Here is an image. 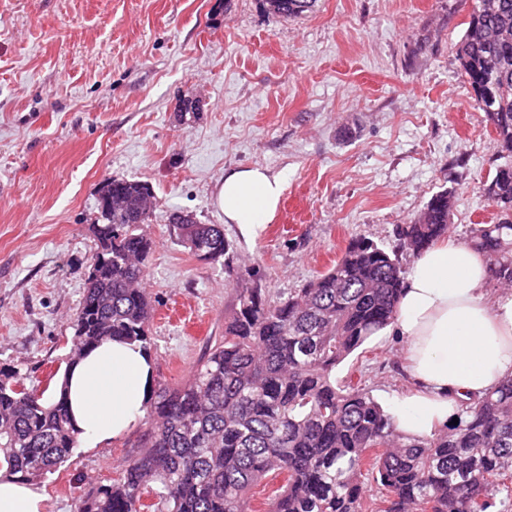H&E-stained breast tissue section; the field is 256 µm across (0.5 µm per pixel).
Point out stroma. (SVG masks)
<instances>
[{"label": "stroma", "instance_id": "stroma-1", "mask_svg": "<svg viewBox=\"0 0 512 512\" xmlns=\"http://www.w3.org/2000/svg\"><path fill=\"white\" fill-rule=\"evenodd\" d=\"M475 3L317 0L283 18L263 0H0V364L54 392L111 177L154 192L143 286L153 379L173 385L223 336L236 287L276 302L352 238L397 250L402 225L444 189L455 197L449 238L494 223L484 187L500 163L496 135L455 61ZM239 167L285 179L254 235L215 205ZM182 211L223 225L235 267L257 278L235 284L193 257L169 224ZM404 350L387 328L357 360L392 414L410 391ZM146 428L76 448L39 481L45 512H73Z\"/></svg>", "mask_w": 512, "mask_h": 512}]
</instances>
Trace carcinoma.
Segmentation results:
<instances>
[{
	"mask_svg": "<svg viewBox=\"0 0 512 512\" xmlns=\"http://www.w3.org/2000/svg\"><path fill=\"white\" fill-rule=\"evenodd\" d=\"M316 2L264 0L288 18ZM455 59L503 159L485 188L498 221L472 225L470 242L491 279L512 288V0H476ZM153 198L145 182L103 185L66 366L105 338L149 347L153 304L141 282L154 247L143 230ZM453 203L447 189L434 194L401 228L399 251L414 256L446 237ZM170 224L191 254L242 277L222 225L182 213ZM402 284L398 251L360 237L286 299L242 289L224 336L184 384L158 385L144 406L148 429L117 477L81 492L74 512H497L512 500V376L481 395L449 394L458 424L429 437L401 432L361 370L336 379L339 365L392 324ZM77 444L65 388L47 398L1 365L0 468L38 479Z\"/></svg>",
	"mask_w": 512,
	"mask_h": 512,
	"instance_id": "cac0c4a2",
	"label": "carcinoma"
}]
</instances>
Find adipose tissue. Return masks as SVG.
Returning <instances> with one entry per match:
<instances>
[{"mask_svg": "<svg viewBox=\"0 0 512 512\" xmlns=\"http://www.w3.org/2000/svg\"><path fill=\"white\" fill-rule=\"evenodd\" d=\"M284 184L260 167L225 171L217 190L225 223L249 230L270 223ZM489 281L485 256L464 241L415 257L392 323L405 341L416 385L396 415L406 433L431 435L456 416L453 395L493 390L512 375V291L490 293ZM152 377L149 350L118 339L69 370V406L83 447H97L137 423ZM45 502L34 483L0 476V512H45Z\"/></svg>", "mask_w": 512, "mask_h": 512, "instance_id": "ef3b65f1", "label": "adipose tissue"}]
</instances>
